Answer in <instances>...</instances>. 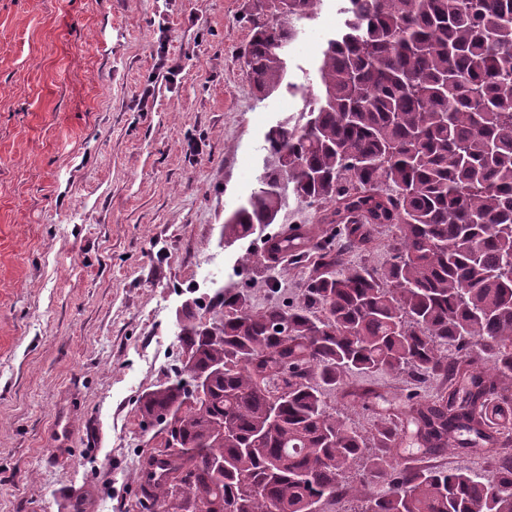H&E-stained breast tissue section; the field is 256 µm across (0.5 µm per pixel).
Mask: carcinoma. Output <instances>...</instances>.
<instances>
[{
	"instance_id": "carcinoma-1",
	"label": "carcinoma",
	"mask_w": 512,
	"mask_h": 512,
	"mask_svg": "<svg viewBox=\"0 0 512 512\" xmlns=\"http://www.w3.org/2000/svg\"><path fill=\"white\" fill-rule=\"evenodd\" d=\"M322 2L251 0L243 57L261 97L287 82L288 45ZM348 2L319 93L267 132L272 163L224 242L275 223L288 190L335 232L271 242L308 263L292 304L255 310L228 288L205 322L183 306L182 368L139 400L140 425L169 415L175 443L139 452V512H318L347 496L361 512H512V0ZM361 247L390 263L341 264ZM218 367L184 403V372ZM379 370L439 387L366 435L327 393ZM403 419L424 453L485 473L400 467Z\"/></svg>"
}]
</instances>
